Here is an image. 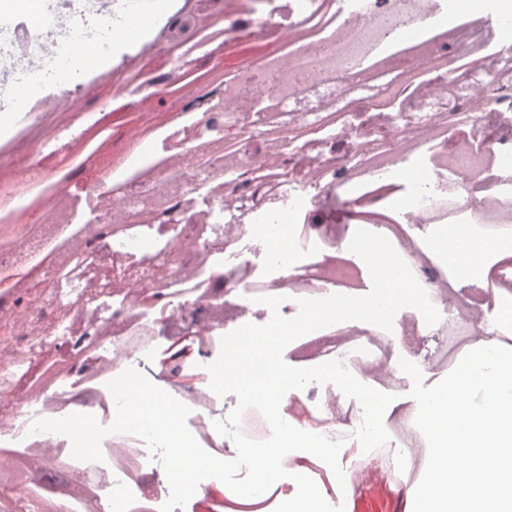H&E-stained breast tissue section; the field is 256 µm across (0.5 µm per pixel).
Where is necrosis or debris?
Listing matches in <instances>:
<instances>
[{
  "label": "necrosis or debris",
  "mask_w": 512,
  "mask_h": 512,
  "mask_svg": "<svg viewBox=\"0 0 512 512\" xmlns=\"http://www.w3.org/2000/svg\"><path fill=\"white\" fill-rule=\"evenodd\" d=\"M147 21L141 47L123 54L103 82L101 60L85 81L36 100L17 82L44 76L45 62L133 17ZM257 51L225 80L219 60ZM221 81L244 105L206 111L186 103L187 87ZM135 93L95 150L88 137L59 148V131L90 121ZM0 110L17 128L0 141V223L22 230L0 268V466L39 454L72 476L61 512H160L170 485L159 457L128 433L101 443L103 462L71 455L55 433H31L42 418L72 413L110 425V380L129 368L190 407L187 427L217 458L236 455L215 421L237 406L209 387V364L224 335L269 322L263 296H279L292 318L302 299L356 296L365 263L336 238L328 207L344 197L361 228L396 252L407 245L430 262L418 282L455 327L464 354L512 306V42L485 18L450 15L445 0H43L34 21L0 0ZM159 143L142 161L137 145ZM104 166L109 180L88 188L94 217L71 251L69 161ZM289 221L281 235V221ZM468 224L484 245L480 264L451 268L432 249L450 226ZM468 281L467 291L448 290ZM422 315L406 308L392 331L337 323L288 346L306 366L343 359L362 384L389 394L404 380L401 337L419 335ZM184 345L188 361L166 367L162 344ZM316 431L355 454L349 469L387 464L411 481L418 405L387 418L391 441L358 451L362 409L330 383L288 396ZM94 472L100 480L84 486ZM293 496L277 486L261 497L225 490L205 512H274Z\"/></svg>",
  "instance_id": "obj_1"
}]
</instances>
